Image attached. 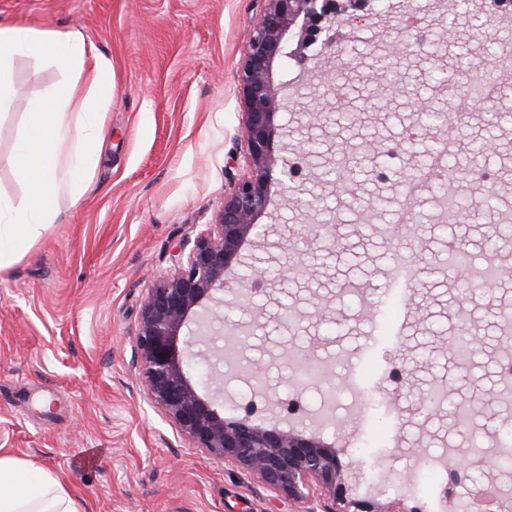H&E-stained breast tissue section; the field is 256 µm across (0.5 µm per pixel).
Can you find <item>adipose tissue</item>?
<instances>
[{
  "mask_svg": "<svg viewBox=\"0 0 512 512\" xmlns=\"http://www.w3.org/2000/svg\"><path fill=\"white\" fill-rule=\"evenodd\" d=\"M17 53L51 61L72 80L34 106L27 133L16 142L13 168L27 196L17 205L0 199V270L21 259L55 222L61 193H83L100 156L113 80L111 63L77 31L0 26V68ZM0 512H87V505L49 472L0 453Z\"/></svg>",
  "mask_w": 512,
  "mask_h": 512,
  "instance_id": "1",
  "label": "adipose tissue"
}]
</instances>
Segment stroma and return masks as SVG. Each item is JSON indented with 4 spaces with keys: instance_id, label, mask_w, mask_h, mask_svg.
Returning <instances> with one entry per match:
<instances>
[{
    "instance_id": "obj_1",
    "label": "stroma",
    "mask_w": 512,
    "mask_h": 512,
    "mask_svg": "<svg viewBox=\"0 0 512 512\" xmlns=\"http://www.w3.org/2000/svg\"><path fill=\"white\" fill-rule=\"evenodd\" d=\"M383 9L373 0L358 15L336 16L334 47L311 43L305 61L275 60L273 82L286 102L275 114V153L292 156L300 144L314 151L285 190L280 169L268 184V207L257 222L268 235L241 249L231 278L266 271L245 310L225 288L202 355L185 369L199 394L222 376L220 414L242 413L248 401L264 417L279 400L299 398L307 416L280 427L319 433L347 463L343 495L347 512L367 501L375 512H424L416 496L385 487L363 496L356 487L372 470L411 482L419 461L436 459L450 500L467 501L474 485L495 484L512 512V475L495 466L452 471L468 455L470 430H456V405L481 395L473 429L491 447L495 429L512 427V406L502 405V351L496 340L500 310L512 308V278L476 290L459 288L443 266L448 243L482 253L512 211V130L488 132L489 109L512 112V87L492 106L476 105L432 129L425 115L448 104L446 79L460 66L485 64L471 30L448 22L447 12L418 0L416 34L423 50L403 47V0ZM262 0H0V23L23 22L61 33L81 32L111 62L102 158L79 200L59 195L58 217L19 262L0 270V448L64 481L90 512H330L323 496L306 504L231 463L213 459L183 438L145 398L134 361L143 297L172 268L179 245L212 223L231 178L245 170L240 140L243 105L235 70ZM402 74L388 86L387 69ZM10 78L16 95L0 107V196L20 202L24 187L10 156L40 99L60 92L66 75L56 66L15 56ZM453 137L462 170L489 167L495 185H468L471 217L465 224L432 221L411 226L410 255L418 277L401 306V335L389 336L390 319L371 317L375 293L387 278L391 253L385 230L404 201L398 177L379 176L382 154L395 147L406 170L421 169L441 139ZM489 139L488 155L466 152L473 139ZM349 155L356 170L351 191L324 182L332 160ZM496 196L487 209V196ZM321 197L336 218L337 244L299 245L303 227L318 217L305 208ZM295 261L308 264V281L286 277ZM297 317L283 325V311ZM244 328L239 346L265 370V390L254 394L247 378L226 369L224 314ZM464 314L477 341L472 362L457 365L448 341ZM294 348L331 360L339 377L373 381L377 369L399 363L407 382L389 412L390 426H320L318 390L296 384L288 366ZM443 389L446 402L420 412L421 395Z\"/></svg>"
}]
</instances>
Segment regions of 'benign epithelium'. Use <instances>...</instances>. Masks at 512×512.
<instances>
[{
	"mask_svg": "<svg viewBox=\"0 0 512 512\" xmlns=\"http://www.w3.org/2000/svg\"><path fill=\"white\" fill-rule=\"evenodd\" d=\"M259 21L249 30L236 78L245 104L242 138L247 171L230 181L224 204L194 240L180 248L173 268L155 280L142 301L134 359L146 399L195 447L224 463L238 464L294 499L315 497L316 491L341 492L344 466L336 453L315 434L285 432L256 423L246 412L225 418L215 398L201 396L185 369L192 341L181 338L182 328L216 301L224 291V277L237 261L244 242L260 235L256 217L267 205L268 182L277 162L294 181L301 162L274 154V114L280 108L279 88L270 80L276 58L283 55V39L296 28L299 39L289 56L303 59L313 38L331 30L322 22L367 0H263Z\"/></svg>",
	"mask_w": 512,
	"mask_h": 512,
	"instance_id": "7a95c632",
	"label": "benign epithelium"
}]
</instances>
